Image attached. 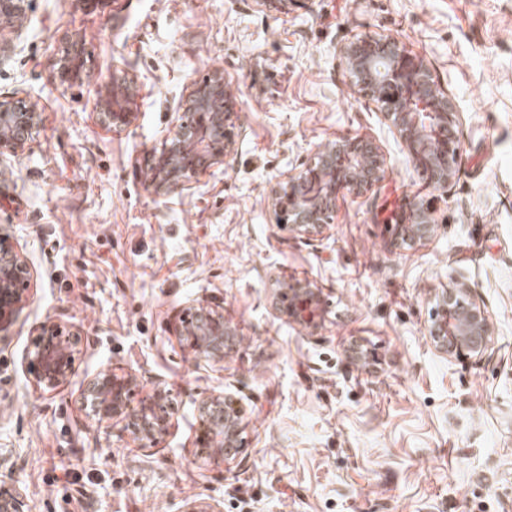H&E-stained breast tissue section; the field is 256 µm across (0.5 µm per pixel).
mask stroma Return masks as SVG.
I'll return each instance as SVG.
<instances>
[{
    "instance_id": "35a3bbf8",
    "label": "stroma",
    "mask_w": 512,
    "mask_h": 512,
    "mask_svg": "<svg viewBox=\"0 0 512 512\" xmlns=\"http://www.w3.org/2000/svg\"><path fill=\"white\" fill-rule=\"evenodd\" d=\"M388 36L424 59L464 120L447 192L408 162L378 104L356 93L343 43ZM77 78L52 71L70 41ZM222 72L236 146L190 189L157 192L160 153L194 85ZM127 76L133 123L105 125L97 92ZM0 99L35 107L37 130L0 155V237L29 269L0 325V487L30 512H512V0H31L0 28ZM375 140L383 182L339 199L323 234L278 224L271 197L339 137ZM415 202L432 238L394 243ZM464 280L493 326L482 358L431 345L434 294ZM328 301L304 330L272 306L275 279ZM237 332L210 364L175 328L189 304ZM79 337L73 375L37 387L25 362L44 325ZM131 375L132 406L169 390L172 426L143 446L83 401L85 380ZM232 392L240 452L198 442V405Z\"/></svg>"
}]
</instances>
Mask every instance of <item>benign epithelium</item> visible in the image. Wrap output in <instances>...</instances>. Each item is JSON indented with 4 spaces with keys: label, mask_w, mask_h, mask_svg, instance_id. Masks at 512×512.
<instances>
[{
    "label": "benign epithelium",
    "mask_w": 512,
    "mask_h": 512,
    "mask_svg": "<svg viewBox=\"0 0 512 512\" xmlns=\"http://www.w3.org/2000/svg\"><path fill=\"white\" fill-rule=\"evenodd\" d=\"M26 10L27 0H0V22L18 24L26 18ZM340 52L353 86L363 95L376 97L413 168L426 175L429 185L448 189L456 176L462 113L435 83L425 61L392 37L353 39L343 44ZM82 54L81 44L73 43L53 62L60 83L69 82L79 72ZM224 83L223 73H213L192 89L187 110L176 113L156 165L153 181L157 188L168 192L183 189L204 170L224 164L234 151L233 100L225 95ZM112 87V104H103V116L114 128L126 127L133 118L126 109L129 81L117 75ZM36 125L37 113L23 101L0 99V154L23 149ZM387 170V158L375 141L362 136L339 138L275 189L272 207L277 222L300 236L319 235L333 223L339 198L372 189L384 180ZM434 227L432 209L415 203L404 223L396 225L395 241L414 247L429 239ZM28 277L26 262L0 239V322L22 307ZM274 288L289 319L306 328L315 326L321 303L319 289L308 281L288 286L276 283ZM434 299L428 335L435 350L459 360L482 356L488 349L492 327L488 311L474 300L471 288L455 278L448 287L439 289ZM177 335L210 362L224 358V346L234 330L224 323L223 314L192 305ZM78 345L76 335L58 324L43 328L25 355L39 388L51 391L69 381ZM133 385L130 376L97 375L87 382L84 400L102 417L128 419L135 436L151 443L169 431L173 406L168 392L159 388L156 403L131 409L128 394ZM200 411L204 417L201 445L216 442L219 447L212 449L213 454L222 459L234 457L241 448L240 399L230 392L206 397ZM0 512H28L25 496L18 488H0Z\"/></svg>",
    "instance_id": "7a95c632"
}]
</instances>
